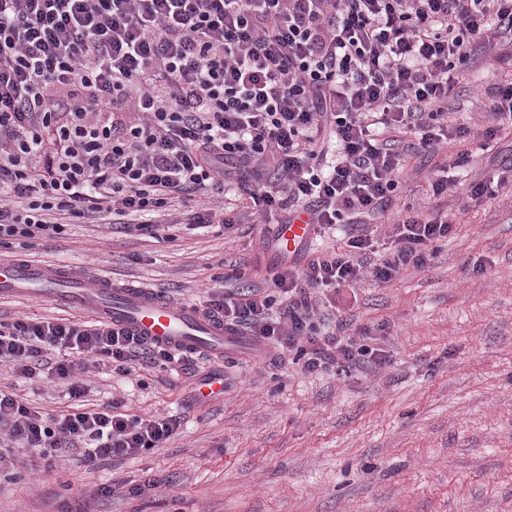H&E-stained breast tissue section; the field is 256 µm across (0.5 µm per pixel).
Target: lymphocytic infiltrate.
<instances>
[{"label":"lymphocytic infiltrate","mask_w":512,"mask_h":512,"mask_svg":"<svg viewBox=\"0 0 512 512\" xmlns=\"http://www.w3.org/2000/svg\"><path fill=\"white\" fill-rule=\"evenodd\" d=\"M506 34L512 0H0V246L109 216L152 235L174 215L229 228L228 185L266 224L304 214L319 232L382 213L402 181L400 134L420 154L470 137L448 128L452 81L476 43ZM452 231L413 211L377 261L353 235L205 305L308 373L377 369L378 344L322 333L325 292L391 283ZM189 359L97 319L0 324V364L62 381L71 401L49 416L0 388V473L49 472L73 449L93 467L163 447L176 418L86 408L82 374Z\"/></svg>","instance_id":"1"}]
</instances>
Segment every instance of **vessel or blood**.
<instances>
[{
  "mask_svg": "<svg viewBox=\"0 0 512 512\" xmlns=\"http://www.w3.org/2000/svg\"><path fill=\"white\" fill-rule=\"evenodd\" d=\"M302 221L283 225L281 239L289 249L311 237ZM44 299L87 313L142 337L147 342L194 351L223 361L227 354L250 346L248 337L225 330L223 321L201 305L175 303L141 284H119L105 273L73 269L35 260L0 259V297Z\"/></svg>",
  "mask_w": 512,
  "mask_h": 512,
  "instance_id": "b4317fda",
  "label": "vessel or blood"
}]
</instances>
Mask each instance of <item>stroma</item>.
Listing matches in <instances>:
<instances>
[{
  "mask_svg": "<svg viewBox=\"0 0 512 512\" xmlns=\"http://www.w3.org/2000/svg\"><path fill=\"white\" fill-rule=\"evenodd\" d=\"M509 78L512 37L476 47L448 97L449 123L484 120L490 88ZM463 152L456 187L434 199L430 175ZM511 160L507 129L484 149L455 140L411 156L402 190L365 218L380 239L411 205L455 224L425 267L336 297L347 335L383 337L385 367L309 375L293 359L246 350L220 364L199 354L172 371L89 373L91 404L175 416L177 434L151 454L94 469L66 457L50 473L1 478L0 512H68L98 485L154 475L159 488L115 493L94 512H512V192L465 193ZM349 233L339 225L288 255L245 211L231 229L177 224L160 241L120 224H75L64 239L15 243L0 256L103 269L191 303L206 301L226 265L263 288L268 269L343 247ZM216 370L223 394L197 401L200 379Z\"/></svg>",
  "mask_w": 512,
  "mask_h": 512,
  "instance_id": "1",
  "label": "stroma"
}]
</instances>
